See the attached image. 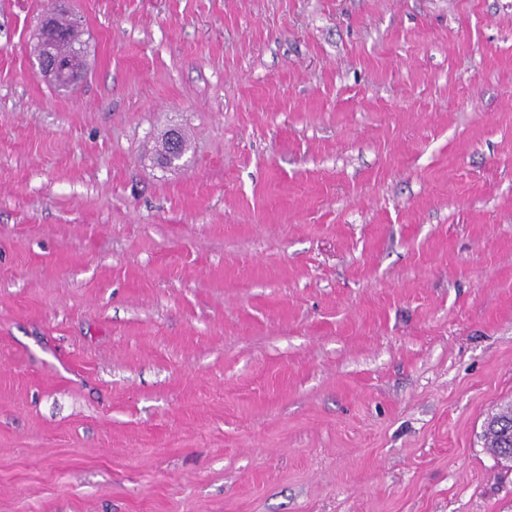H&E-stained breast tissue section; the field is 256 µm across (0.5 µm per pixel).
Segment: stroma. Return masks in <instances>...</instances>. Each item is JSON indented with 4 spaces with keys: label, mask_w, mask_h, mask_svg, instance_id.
Returning <instances> with one entry per match:
<instances>
[{
    "label": "stroma",
    "mask_w": 512,
    "mask_h": 512,
    "mask_svg": "<svg viewBox=\"0 0 512 512\" xmlns=\"http://www.w3.org/2000/svg\"><path fill=\"white\" fill-rule=\"evenodd\" d=\"M53 6L0 0V512H512V0H68L66 91ZM54 22L58 27H65L69 31L68 37L65 35L64 39L60 41L56 47L57 51L62 57L68 58L73 65L64 61L62 57L56 54L55 45L52 44L58 38L60 33L51 30L47 24L42 22L39 26V43L41 46V53L38 57L39 68L45 76H48L56 83L64 82L67 86L69 84L76 83L81 74L74 67H85V59L82 60L77 58L73 54L75 53V45H80L79 38L80 34L77 33V28H74L71 22H68L64 18H58ZM173 143H175L179 155L185 156L186 151L188 149V143L184 134L179 130H170L167 136L165 137L164 141L162 142V148L159 153V162L162 166L166 168H172L173 166L169 159V154L171 152V149L173 148ZM486 448L498 464L512 463V407L502 409L483 428Z\"/></svg>",
    "instance_id": "obj_1"
}]
</instances>
